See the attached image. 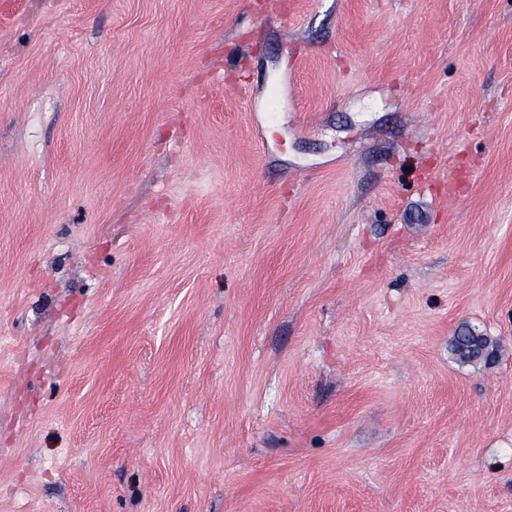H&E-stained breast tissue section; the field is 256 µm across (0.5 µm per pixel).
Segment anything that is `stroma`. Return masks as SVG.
Returning <instances> with one entry per match:
<instances>
[{
	"mask_svg": "<svg viewBox=\"0 0 512 512\" xmlns=\"http://www.w3.org/2000/svg\"><path fill=\"white\" fill-rule=\"evenodd\" d=\"M0 512H512V0H0ZM453 358L462 365H493L498 358L499 343L496 339L478 330L464 325L453 336L450 343Z\"/></svg>",
	"mask_w": 512,
	"mask_h": 512,
	"instance_id": "35a3bbf8",
	"label": "stroma"
}]
</instances>
